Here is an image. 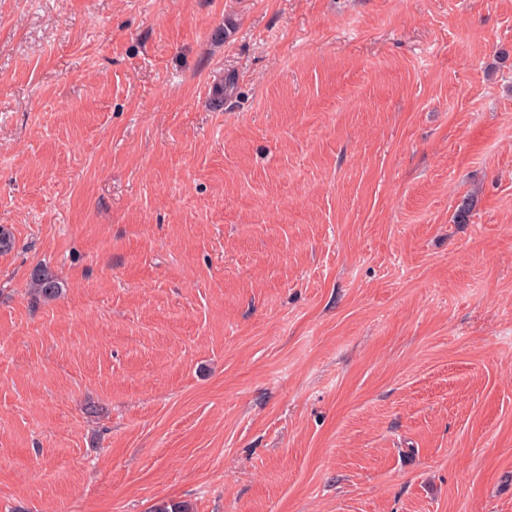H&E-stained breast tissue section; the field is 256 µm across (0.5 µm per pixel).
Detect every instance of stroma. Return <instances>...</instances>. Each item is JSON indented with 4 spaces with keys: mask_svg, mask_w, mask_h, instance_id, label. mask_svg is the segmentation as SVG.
Returning <instances> with one entry per match:
<instances>
[{
    "mask_svg": "<svg viewBox=\"0 0 512 512\" xmlns=\"http://www.w3.org/2000/svg\"><path fill=\"white\" fill-rule=\"evenodd\" d=\"M0 225V512H512V0H0ZM30 290L35 298L53 300L63 292L61 283L42 265L35 266L30 272Z\"/></svg>",
    "mask_w": 512,
    "mask_h": 512,
    "instance_id": "obj_1",
    "label": "stroma"
}]
</instances>
